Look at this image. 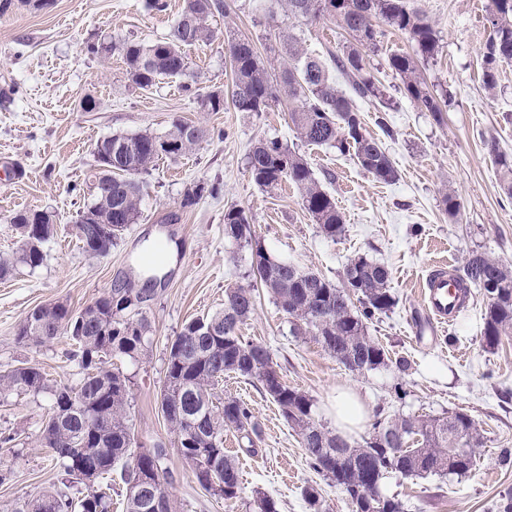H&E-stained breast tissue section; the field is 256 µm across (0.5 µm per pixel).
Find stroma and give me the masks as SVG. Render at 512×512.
<instances>
[{
	"label": "stroma",
	"instance_id": "obj_1",
	"mask_svg": "<svg viewBox=\"0 0 512 512\" xmlns=\"http://www.w3.org/2000/svg\"><path fill=\"white\" fill-rule=\"evenodd\" d=\"M224 2L225 13L209 20L214 39L187 47V75L146 89L129 80L120 56L95 58L84 45L98 35L144 44L159 40L183 0H167L162 12L146 9L145 0H52L42 9L12 0L0 11V254L20 246L10 222L17 211L49 209L57 228L43 246L41 267L20 266L0 278V371L27 362L42 368L51 386L74 384L78 368L69 359V339L23 347L14 341L18 325L35 307L58 300L80 310L118 280L142 288L147 247L159 239L175 241L174 265L143 305L150 353L114 365L131 379L127 414L139 442L167 450L170 492L180 512H254L260 492L274 498L279 512H308L302 489L311 483L322 488L330 512H351L343 492L310 467L297 432L277 406L249 381L224 379L225 392L248 403L262 429L252 454L238 433H224L225 452L252 465L232 501L200 488L158 409L170 340L189 320L222 309L226 288L251 281L249 246L224 235V213L236 207L272 257L339 285L350 260L364 255L389 268L396 298L390 311L368 323L370 336L392 362L364 374L345 369L310 337L295 335L289 316L260 287L242 335L267 346L283 381L312 397L316 419L328 428L336 426L333 402L340 387L361 393L371 415H471L480 442L477 465L467 476L409 478L390 472L380 491L401 501L404 512H496L502 495L512 492V465L499 462L501 450L512 449V335L492 350L483 344L487 299L481 288L471 287L465 312L436 332L420 296L421 281L439 257L449 258L457 271L475 251L512 266V198L499 187L495 160L499 152L512 156V62L500 63L495 91L482 82L492 0H408L427 15L440 39L438 53L420 65L430 89L447 98L438 120L406 98L388 67V57L411 52V42L383 28L381 49L367 64L385 99L358 106L366 133L381 140L398 170L389 184L375 181L334 148L300 141L286 106L264 112H239L229 101L220 112L203 107L210 92L229 98L233 91L226 31L249 39L275 74L288 65L281 53L284 34L324 57L346 43L331 21L311 25L288 18L284 0ZM177 121L203 126L205 138L141 175L136 224L109 255L86 253L73 224L92 200L97 141L144 130L162 135ZM386 125L391 135H384ZM261 139L279 140L307 159L343 215L340 238L322 234L294 186L272 193L255 187L248 154ZM492 141L498 145L494 153ZM200 183L219 184V194L182 207L185 194ZM448 192L460 203L453 217L442 204ZM400 357L410 361L408 371L397 368ZM48 399L45 393L16 391L0 400V437L13 438L0 447V512L60 485V467L40 442Z\"/></svg>",
	"mask_w": 512,
	"mask_h": 512
}]
</instances>
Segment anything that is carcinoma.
<instances>
[{"instance_id": "carcinoma-1", "label": "carcinoma", "mask_w": 512, "mask_h": 512, "mask_svg": "<svg viewBox=\"0 0 512 512\" xmlns=\"http://www.w3.org/2000/svg\"><path fill=\"white\" fill-rule=\"evenodd\" d=\"M224 0H185L166 37L150 44L107 39V50L121 56L129 79L138 87L153 86L161 78H180L190 61L184 48L213 38L208 18L224 12ZM287 16L311 23L330 20L349 37L348 45L330 54L334 69L349 81L354 97L384 103V93L368 70L365 57L379 50L378 23L409 37L413 53L393 55L389 68L402 82L404 93L418 108L438 116L436 95L421 77L419 63L435 55L439 37L406 0H285ZM234 72L232 104L239 112H265L288 102L297 138L312 145H328L357 164L378 182L398 179V170L381 141L367 135L353 97L336 87L325 61L307 54L292 35L283 38L288 67L273 80L254 45L246 38L227 36ZM512 62V0H493L490 34L483 52V83L497 87L500 63ZM206 135L193 124L176 122L164 135L151 132L115 134L97 143L95 197L77 212L73 230L82 249L105 256L136 223L139 186L131 179L148 172L162 157L189 152ZM170 150H159L164 142ZM490 150L500 166V188L512 197V161L495 142ZM248 170L253 183L271 193L282 184L293 185L304 209L334 240L345 232L336 199L315 178L309 162L278 140H259L250 150ZM10 223L21 238L13 257L0 258V278L20 264L34 270L45 259L43 244L55 233L53 215L47 211L16 212ZM224 234L245 241L251 248V275L266 288L276 304L293 320V332L310 336L348 370L375 371L389 365L388 352L368 335L367 323L395 304L389 288L390 272L364 255L345 268L338 287L325 278L270 256L251 231L244 211L224 212ZM462 288H482L488 299L483 340L495 347L512 335V269L482 252L471 254L457 276ZM149 288L134 290L116 283L91 304L76 312L63 301L36 308L16 332V342L40 347L59 336L72 342L70 359L77 361L81 378L74 387L49 388L46 374L23 364L0 374V395L12 391L48 393L49 411L41 443L53 448L54 460L63 468L64 483H90L122 465L126 485L125 512H177L169 490L171 472L167 451L160 444L137 449L128 423L130 380L112 367V359L137 361L151 346L150 324L137 310ZM255 309L254 286L226 288L224 309L197 317L184 325L168 346L166 382L158 407L175 434L181 458L207 493L232 500L241 491L237 460L224 453V430L246 439L253 452L261 431L251 409L230 394L221 395L224 375L235 374L256 384L278 407L298 433L310 465L339 487L353 512H403L402 504L365 488L379 486L383 476L395 471L406 477L469 474L475 464L473 440L478 428L464 411L440 418L393 415L378 419L361 441H349L315 418L314 400L288 386L280 377L270 351L240 334V326ZM414 441L401 449L400 437ZM302 496L310 512H329L322 489L309 484ZM11 512H112V484L91 489L75 500L58 490L18 503Z\"/></svg>"}]
</instances>
